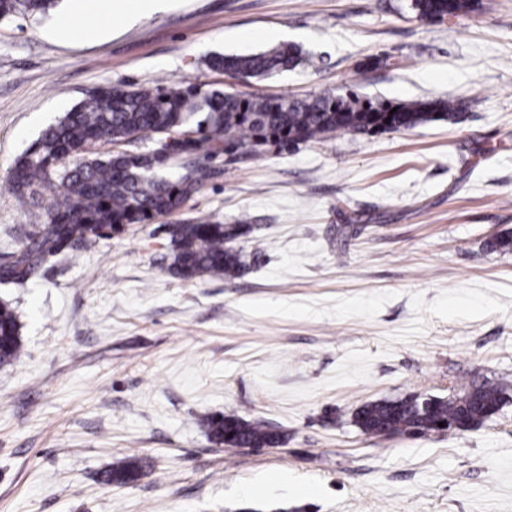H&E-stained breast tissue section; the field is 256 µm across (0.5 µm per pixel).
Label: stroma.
Wrapping results in <instances>:
<instances>
[{"mask_svg": "<svg viewBox=\"0 0 512 512\" xmlns=\"http://www.w3.org/2000/svg\"><path fill=\"white\" fill-rule=\"evenodd\" d=\"M410 0H168L109 28L75 0L0 20V255L47 219L4 183L17 156L101 86L184 78L244 94L353 90L453 98L464 119L225 154L176 215L236 223L233 279L168 269L160 221L47 260L19 288L24 355L0 367V512H512V0L429 21ZM283 44L313 65L246 81L211 54ZM499 413L446 434L375 438L354 413L474 384ZM234 412L283 444L226 449L204 419ZM123 488L100 472L130 457ZM145 467L146 462L142 458L133 457L102 472L99 481L108 486L130 485L140 478Z\"/></svg>", "mask_w": 512, "mask_h": 512, "instance_id": "obj_1", "label": "stroma"}]
</instances>
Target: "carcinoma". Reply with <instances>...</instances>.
I'll return each mask as SVG.
<instances>
[{
	"label": "carcinoma",
	"mask_w": 512,
	"mask_h": 512,
	"mask_svg": "<svg viewBox=\"0 0 512 512\" xmlns=\"http://www.w3.org/2000/svg\"><path fill=\"white\" fill-rule=\"evenodd\" d=\"M59 0H0V20L34 17ZM417 16L428 19L459 16L475 9V0H410ZM306 58L293 45L250 54L211 55L206 65L233 77L264 79L295 68ZM463 104L437 98L389 102L364 100L353 91L306 98L264 96L212 89L191 81L164 87L114 89L102 86L48 126L14 161L10 189L34 198L43 189L54 204L43 227L31 232L19 249L0 259V285H22L32 279L47 257L62 251H83L118 235L133 224L178 213L203 183L205 162L229 149H241L253 160L269 144L325 141L341 133L398 132L433 121L460 122ZM152 142L143 150L139 143ZM183 149L167 154V141ZM248 225L220 224L195 218L165 225L169 269L184 280L235 278L248 266L247 256L227 243ZM23 353L14 308L0 302V366L17 363ZM503 402L494 384L473 385L463 394L437 397L428 405L407 395L366 403L354 422L370 436L433 431L434 418L467 419L476 427L486 408ZM209 440L224 448H265L283 442L267 425L236 413L206 417ZM146 462L133 457L101 473L105 485L137 481Z\"/></svg>",
	"instance_id": "1"
}]
</instances>
